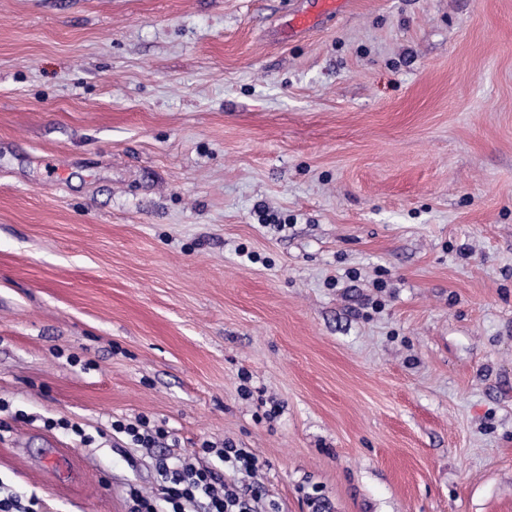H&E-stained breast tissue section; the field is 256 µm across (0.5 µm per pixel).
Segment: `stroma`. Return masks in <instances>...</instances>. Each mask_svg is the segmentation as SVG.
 <instances>
[{"label":"stroma","instance_id":"obj_1","mask_svg":"<svg viewBox=\"0 0 512 512\" xmlns=\"http://www.w3.org/2000/svg\"><path fill=\"white\" fill-rule=\"evenodd\" d=\"M312 7L0 0V482L40 512L153 490L142 415L282 512H512V0Z\"/></svg>","mask_w":512,"mask_h":512}]
</instances>
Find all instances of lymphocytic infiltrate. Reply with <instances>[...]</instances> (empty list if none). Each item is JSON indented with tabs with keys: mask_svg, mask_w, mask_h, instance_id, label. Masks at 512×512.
Segmentation results:
<instances>
[{
	"mask_svg": "<svg viewBox=\"0 0 512 512\" xmlns=\"http://www.w3.org/2000/svg\"><path fill=\"white\" fill-rule=\"evenodd\" d=\"M111 428L113 436L126 439L131 447L156 454L157 487L150 495L130 488V512H256L254 504L263 497L261 487L242 489L234 481L237 474L253 475L259 470V460L250 449L229 441L220 447L206 441L189 453L172 457L156 451L158 444L169 439V431L147 417L132 422L117 419ZM208 457L223 464V473L205 465Z\"/></svg>",
	"mask_w": 512,
	"mask_h": 512,
	"instance_id": "obj_1",
	"label": "lymphocytic infiltrate"
}]
</instances>
